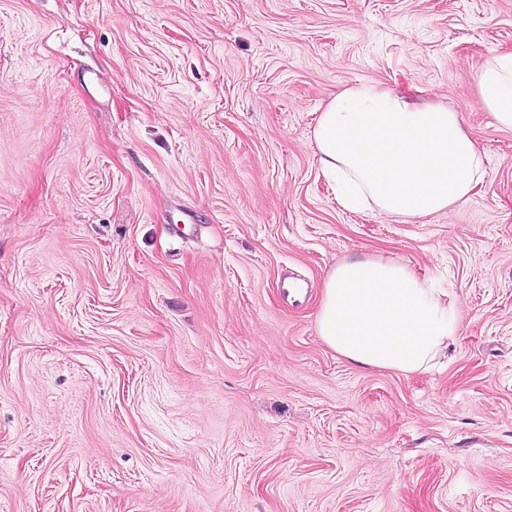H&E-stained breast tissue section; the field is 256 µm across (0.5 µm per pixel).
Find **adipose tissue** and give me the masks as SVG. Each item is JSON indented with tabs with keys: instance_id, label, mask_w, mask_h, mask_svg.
Masks as SVG:
<instances>
[{
	"instance_id": "obj_1",
	"label": "adipose tissue",
	"mask_w": 512,
	"mask_h": 512,
	"mask_svg": "<svg viewBox=\"0 0 512 512\" xmlns=\"http://www.w3.org/2000/svg\"><path fill=\"white\" fill-rule=\"evenodd\" d=\"M474 82L496 125L512 130V53L488 56ZM313 139L322 172L349 211L371 209L402 221L443 213L485 176L458 112L413 105L373 84L334 98ZM317 330L353 366L414 374L429 370L455 342L459 315L404 265L353 257L326 279Z\"/></svg>"
}]
</instances>
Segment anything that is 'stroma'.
Listing matches in <instances>:
<instances>
[{
    "label": "stroma",
    "mask_w": 512,
    "mask_h": 512,
    "mask_svg": "<svg viewBox=\"0 0 512 512\" xmlns=\"http://www.w3.org/2000/svg\"><path fill=\"white\" fill-rule=\"evenodd\" d=\"M493 53L512 0H0V512H512V131L472 81ZM364 82L461 112L466 201L339 206L312 131ZM352 256L455 305L431 370L323 343Z\"/></svg>",
    "instance_id": "stroma-1"
}]
</instances>
